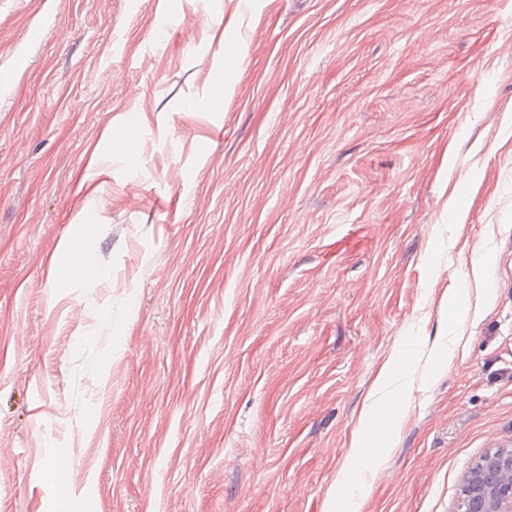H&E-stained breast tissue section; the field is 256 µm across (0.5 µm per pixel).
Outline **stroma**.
<instances>
[{
	"label": "stroma",
	"mask_w": 512,
	"mask_h": 512,
	"mask_svg": "<svg viewBox=\"0 0 512 512\" xmlns=\"http://www.w3.org/2000/svg\"><path fill=\"white\" fill-rule=\"evenodd\" d=\"M499 448L512 0H0V512H454Z\"/></svg>",
	"instance_id": "stroma-1"
}]
</instances>
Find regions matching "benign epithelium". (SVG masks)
Masks as SVG:
<instances>
[{
	"mask_svg": "<svg viewBox=\"0 0 512 512\" xmlns=\"http://www.w3.org/2000/svg\"><path fill=\"white\" fill-rule=\"evenodd\" d=\"M466 507L457 512H512V449L491 453L477 470L467 473Z\"/></svg>",
	"mask_w": 512,
	"mask_h": 512,
	"instance_id": "obj_1",
	"label": "benign epithelium"
}]
</instances>
